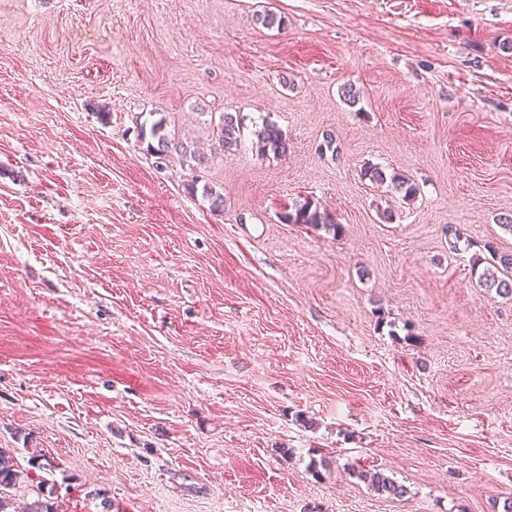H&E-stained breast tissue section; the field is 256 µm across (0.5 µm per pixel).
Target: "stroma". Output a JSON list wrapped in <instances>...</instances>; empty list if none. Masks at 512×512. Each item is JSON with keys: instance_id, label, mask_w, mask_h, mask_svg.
<instances>
[{"instance_id": "obj_1", "label": "stroma", "mask_w": 512, "mask_h": 512, "mask_svg": "<svg viewBox=\"0 0 512 512\" xmlns=\"http://www.w3.org/2000/svg\"><path fill=\"white\" fill-rule=\"evenodd\" d=\"M223 112L278 125L287 155L224 153ZM158 119L205 164L157 163L139 127ZM304 201L340 236L283 223ZM509 214L512 0H0V448L28 474L11 497L503 512L512 298L471 266L512 251ZM362 176L375 184H384L389 180L393 189L402 194L405 199H414L420 193L419 185L407 175L397 172L387 175L383 168L376 165L364 167ZM357 477L359 480L367 482L381 496L401 498L407 493L402 484H398L380 472L361 471L357 474Z\"/></svg>"}]
</instances>
